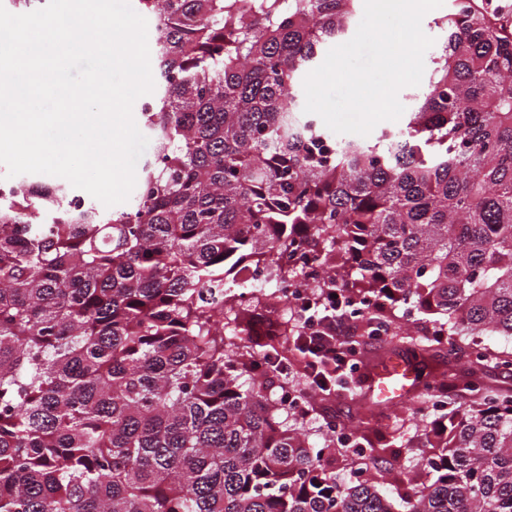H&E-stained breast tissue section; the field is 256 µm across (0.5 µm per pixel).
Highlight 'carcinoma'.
Returning <instances> with one entry per match:
<instances>
[{
	"mask_svg": "<svg viewBox=\"0 0 512 512\" xmlns=\"http://www.w3.org/2000/svg\"><path fill=\"white\" fill-rule=\"evenodd\" d=\"M160 37L142 115L156 152L120 211L59 181L0 198V512H396L373 461L403 444L327 420L308 440L278 392L315 367L277 283L368 304L362 329L434 317L431 362L471 334L467 365L419 383L426 479L401 512H512V16L451 0L448 36L402 123L337 138L304 112L325 46L359 0H139ZM266 268L244 303L237 272ZM349 388L307 394L314 411ZM350 471L336 480L332 465Z\"/></svg>",
	"mask_w": 512,
	"mask_h": 512,
	"instance_id": "carcinoma-1",
	"label": "carcinoma"
}]
</instances>
